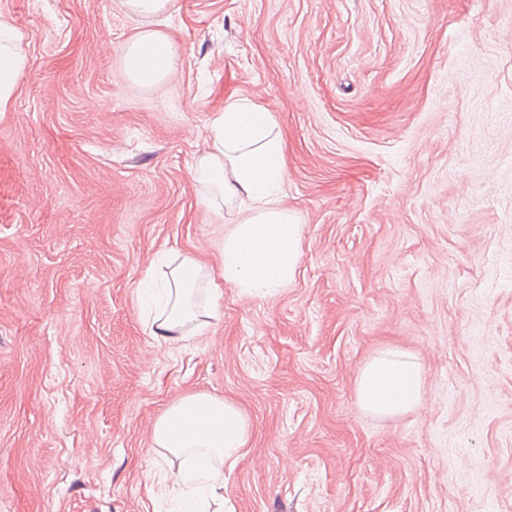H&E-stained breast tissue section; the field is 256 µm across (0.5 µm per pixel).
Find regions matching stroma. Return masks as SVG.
<instances>
[{
	"label": "stroma",
	"mask_w": 512,
	"mask_h": 512,
	"mask_svg": "<svg viewBox=\"0 0 512 512\" xmlns=\"http://www.w3.org/2000/svg\"><path fill=\"white\" fill-rule=\"evenodd\" d=\"M27 75L0 112V512H170L155 420L197 392L250 436L235 512H512V0H0ZM178 48L142 86L124 48ZM232 98L278 123L295 280L222 286L207 331L149 334L164 253L217 258L194 163ZM397 347L422 404L362 410ZM125 10L139 17L155 16L168 11L171 0H121ZM177 46L163 33L144 31L124 50L127 76L141 84H154L174 76Z\"/></svg>",
	"instance_id": "obj_1"
}]
</instances>
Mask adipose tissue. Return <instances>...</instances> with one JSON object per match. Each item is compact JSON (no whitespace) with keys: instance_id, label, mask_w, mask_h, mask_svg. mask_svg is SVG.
<instances>
[{"instance_id":"obj_1","label":"adipose tissue","mask_w":512,"mask_h":512,"mask_svg":"<svg viewBox=\"0 0 512 512\" xmlns=\"http://www.w3.org/2000/svg\"><path fill=\"white\" fill-rule=\"evenodd\" d=\"M22 40L13 22L0 16V111L8 108L25 73ZM176 57L177 47L168 36L145 31L124 50L125 72L135 82L154 84L173 76ZM285 167V144L271 113L246 100L225 104L197 157L195 172L209 185L216 213L247 210L224 235L219 267L225 284L245 294L272 295L296 277L301 227L281 204ZM208 275L198 258L174 255L165 286L154 295V339L173 344L207 331L221 295L211 291L201 310L193 294ZM356 393L364 410L381 417L399 416L422 403L424 372L412 355L384 350L361 369ZM248 438V420L230 399L202 392L167 406L155 421L152 441L178 460L165 486L180 495L181 512H200L206 495L223 488L224 463L236 460Z\"/></svg>"}]
</instances>
